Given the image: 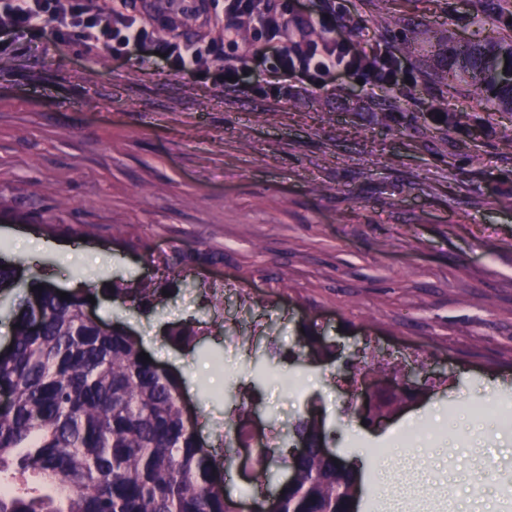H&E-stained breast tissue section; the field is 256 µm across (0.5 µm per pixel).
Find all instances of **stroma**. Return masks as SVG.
Instances as JSON below:
<instances>
[{
    "mask_svg": "<svg viewBox=\"0 0 512 512\" xmlns=\"http://www.w3.org/2000/svg\"><path fill=\"white\" fill-rule=\"evenodd\" d=\"M335 5L397 85L360 71L300 95L255 72L228 91L217 61L176 75L20 39L0 55V260L45 243L31 271L179 372L209 446L314 418L364 479L358 512H512V425L475 411L512 407V114L448 81L429 42L512 35V0ZM147 279L156 308L113 303ZM188 320L190 344L164 338ZM305 325L330 357L302 352ZM390 379L416 398L372 426L347 413Z\"/></svg>",
    "mask_w": 512,
    "mask_h": 512,
    "instance_id": "stroma-1",
    "label": "stroma"
}]
</instances>
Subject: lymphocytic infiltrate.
Segmentation results:
<instances>
[{"label": "lymphocytic infiltrate", "instance_id": "f902f5d3", "mask_svg": "<svg viewBox=\"0 0 512 512\" xmlns=\"http://www.w3.org/2000/svg\"><path fill=\"white\" fill-rule=\"evenodd\" d=\"M183 13L220 25L223 42L202 37L174 35L160 37L167 23L169 0H114L112 6L91 8L89 0H0V54L21 38L51 29L55 38L68 42L81 38L87 45L111 50L114 58L130 55L153 58L162 53L169 69L190 75L205 62L223 60L224 74L242 81L252 69L249 56H223L222 43L236 42L243 22L258 26L264 35L261 60L270 61L274 83H295L317 92L337 76L365 70L373 82L393 84L399 65L389 59L354 49L335 37L336 16L327 12L312 16L286 0H179ZM319 22L327 37L313 43L305 34L312 22Z\"/></svg>", "mask_w": 512, "mask_h": 512}]
</instances>
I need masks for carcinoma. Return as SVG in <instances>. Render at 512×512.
Returning a JSON list of instances; mask_svg holds the SVG:
<instances>
[{
  "label": "carcinoma",
  "mask_w": 512,
  "mask_h": 512,
  "mask_svg": "<svg viewBox=\"0 0 512 512\" xmlns=\"http://www.w3.org/2000/svg\"><path fill=\"white\" fill-rule=\"evenodd\" d=\"M512 37H487L448 47V80L490 96L506 109L512 84ZM22 265L0 268V296L25 291L11 308L10 346L0 352V390L12 393L0 412V478L19 488L0 492V512H232L226 489L229 453L217 455L198 438L197 419L184 416L181 376L140 357L142 340L115 321L85 317V294L60 297ZM148 281L112 288V297L140 306L157 300ZM198 335L193 322L169 329L176 343ZM313 431L299 421L257 453L258 476L292 472L279 483L278 512H342L347 477L311 454L305 464L282 451L290 437Z\"/></svg>",
  "instance_id": "cac0c4a2"
}]
</instances>
